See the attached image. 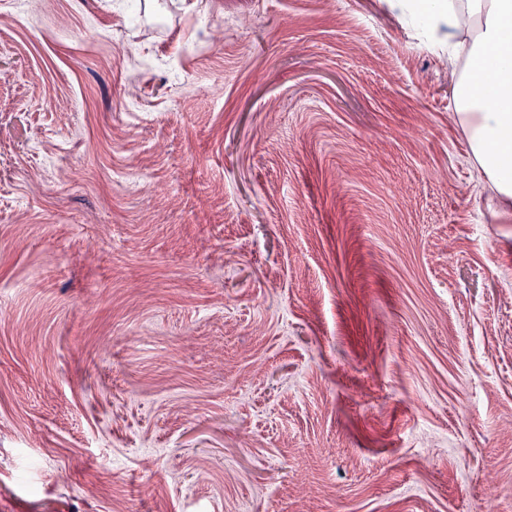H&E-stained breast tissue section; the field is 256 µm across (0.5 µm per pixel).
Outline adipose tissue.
<instances>
[{"mask_svg": "<svg viewBox=\"0 0 512 512\" xmlns=\"http://www.w3.org/2000/svg\"><path fill=\"white\" fill-rule=\"evenodd\" d=\"M448 51L454 115L500 217L512 221V0H390Z\"/></svg>", "mask_w": 512, "mask_h": 512, "instance_id": "ef3b65f1", "label": "adipose tissue"}]
</instances>
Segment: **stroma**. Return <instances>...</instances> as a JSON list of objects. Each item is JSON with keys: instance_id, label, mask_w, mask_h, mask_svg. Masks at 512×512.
<instances>
[{"instance_id": "35a3bbf8", "label": "stroma", "mask_w": 512, "mask_h": 512, "mask_svg": "<svg viewBox=\"0 0 512 512\" xmlns=\"http://www.w3.org/2000/svg\"><path fill=\"white\" fill-rule=\"evenodd\" d=\"M151 3L0 0V512H512L447 52L387 0Z\"/></svg>"}]
</instances>
